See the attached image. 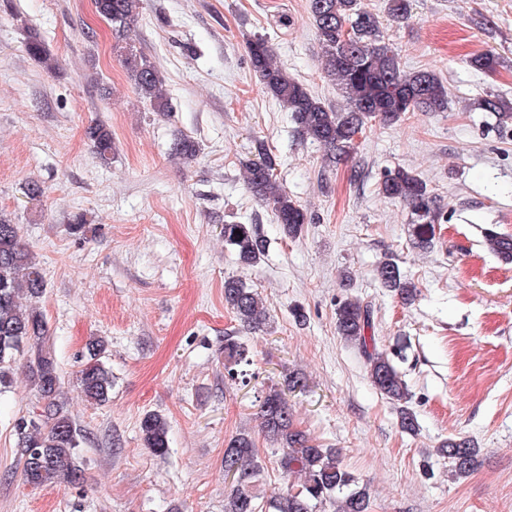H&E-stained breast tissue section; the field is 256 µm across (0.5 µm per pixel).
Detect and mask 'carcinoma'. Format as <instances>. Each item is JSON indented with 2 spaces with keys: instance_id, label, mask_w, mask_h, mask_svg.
Wrapping results in <instances>:
<instances>
[{
  "instance_id": "cac0c4a2",
  "label": "carcinoma",
  "mask_w": 512,
  "mask_h": 512,
  "mask_svg": "<svg viewBox=\"0 0 512 512\" xmlns=\"http://www.w3.org/2000/svg\"><path fill=\"white\" fill-rule=\"evenodd\" d=\"M96 11L112 24L115 38L123 41L135 28L142 0H94ZM322 50V72L340 87L345 104L331 108L314 96L286 68L274 62L269 41L257 35L247 42L251 69L263 89L289 114L302 142L321 146L326 161L340 164L352 155L356 140L378 122L392 125L411 112L448 111V90L432 70L404 71L392 44L386 41L379 16L362 5V0H308ZM388 20L404 23L410 18V0H387ZM25 51L52 70L56 63L37 34L30 32ZM138 96L157 112L171 109L163 94L160 71L149 57L129 51L122 57ZM470 64L484 72L495 71L498 61L491 52L473 56ZM478 109L492 113L499 125L512 126V100L489 93L478 101ZM100 162L107 164L114 154L112 131L105 126L88 128ZM174 155L193 158L196 143L184 137L174 144ZM247 188L264 203L282 234L295 239L307 223V214L289 195L275 174V161L266 153L245 166ZM381 193L407 205L410 223L418 244L428 245L435 236V225L444 213L425 180L404 167L384 172ZM224 243L231 246L241 264L252 266L261 259L268 240L255 224L224 221ZM484 242L492 253L512 262V237L486 230ZM376 279L401 302H413L418 287L401 271L394 258L379 262ZM45 278L36 257L22 241L19 225L0 214V393L10 388L16 358L26 357V377L43 401L38 419L19 418L15 423L23 482L39 488L61 481L80 484L85 480L80 464L82 436L60 401L62 379L56 358L47 347L48 325L35 306L43 296ZM224 304L240 325L256 330L266 324L268 313L257 290L240 278L224 280ZM336 332L353 344L366 363L373 388L398 405L401 427L410 433L418 429L409 408L411 392L401 373L380 352L374 331V311L370 304L347 297L336 305ZM89 360L80 371L84 396L101 405L110 399L112 373L102 361L105 344L95 340L88 347ZM224 359L233 366L248 364L247 350L233 336L224 337ZM305 387V378L296 372L284 385H272L260 401L256 418L263 436L281 452L279 463L288 475V488L260 510L252 484L257 475V448L252 436L240 433L224 448V467L236 469L233 486L225 498L224 512H369L367 486L344 466L337 448H323L299 429L288 407L286 393ZM140 430L147 448L163 455L169 448V424L157 413L141 419ZM439 456L452 464L461 477L474 469L478 448L465 438H450L437 448Z\"/></svg>"
}]
</instances>
